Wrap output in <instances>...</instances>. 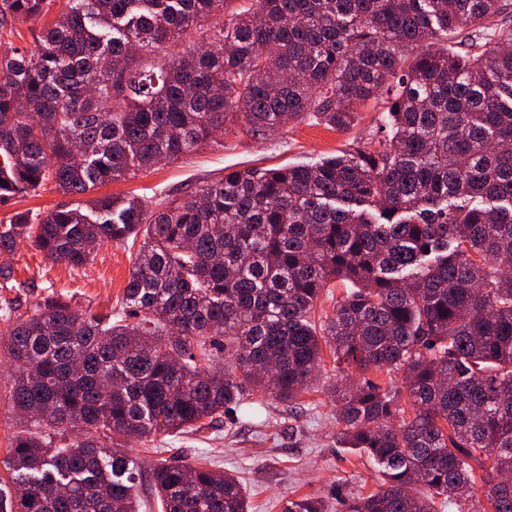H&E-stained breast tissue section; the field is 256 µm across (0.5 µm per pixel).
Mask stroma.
<instances>
[{"instance_id":"1","label":"stroma","mask_w":512,"mask_h":512,"mask_svg":"<svg viewBox=\"0 0 512 512\" xmlns=\"http://www.w3.org/2000/svg\"><path fill=\"white\" fill-rule=\"evenodd\" d=\"M380 124L379 113L368 108L345 131L310 117L263 140L229 127L178 161L100 187L99 192L160 201L203 188L228 172L312 164L336 151L369 145ZM135 255L129 244L111 241L99 249L92 265L74 268L50 260L29 240H21L12 253L0 254V308L8 306L27 316L38 301L57 291L67 294L78 310L119 309ZM333 365L326 360L313 391L296 402L255 395L251 407L241 408L236 423L220 417L198 432L127 442L126 452L147 469L164 461L170 448L182 449V461L190 466L206 459L214 469L239 477L252 512H282L286 499L303 496L323 499L327 512H336L337 496L372 493L382 478L367 457L336 442V405L327 393L335 377ZM12 381L11 370L0 368V494L5 496L12 493L7 450L27 431L8 403Z\"/></svg>"}]
</instances>
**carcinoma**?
<instances>
[{
  "label": "carcinoma",
  "mask_w": 512,
  "mask_h": 512,
  "mask_svg": "<svg viewBox=\"0 0 512 512\" xmlns=\"http://www.w3.org/2000/svg\"><path fill=\"white\" fill-rule=\"evenodd\" d=\"M232 2L66 0L35 49L1 54L0 205L48 183L85 195L226 126L340 130L374 103L385 135L152 205L104 196L1 221L0 253L26 237L71 267L143 242L120 312L55 292L26 317L3 309L11 407L40 430L8 452L0 512H139L142 471L114 437L232 422L249 390L293 401L325 345L339 444L383 477L339 512H512V0ZM53 4L0 0V29ZM335 279L349 288L317 326ZM149 479L162 512H250L224 471ZM283 512L325 510L300 497Z\"/></svg>",
  "instance_id": "cac0c4a2"
}]
</instances>
